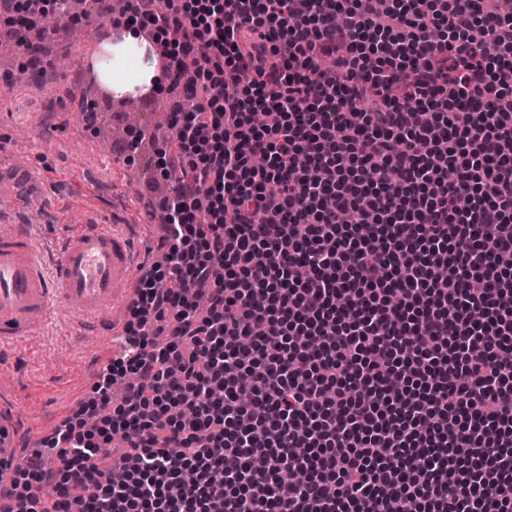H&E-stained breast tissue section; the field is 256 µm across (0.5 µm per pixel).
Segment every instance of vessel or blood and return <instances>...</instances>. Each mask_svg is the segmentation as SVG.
<instances>
[{
	"mask_svg": "<svg viewBox=\"0 0 512 512\" xmlns=\"http://www.w3.org/2000/svg\"><path fill=\"white\" fill-rule=\"evenodd\" d=\"M136 251L121 225L98 223L86 215L58 244L53 263L38 252L29 225L0 223V359L22 344H34L46 332L57 307L79 302L83 318L79 339L100 337L117 325V315L137 291ZM14 403L0 397V502L10 503L11 481L23 447L36 448L52 428H32L19 443Z\"/></svg>",
	"mask_w": 512,
	"mask_h": 512,
	"instance_id": "1",
	"label": "vessel or blood"
}]
</instances>
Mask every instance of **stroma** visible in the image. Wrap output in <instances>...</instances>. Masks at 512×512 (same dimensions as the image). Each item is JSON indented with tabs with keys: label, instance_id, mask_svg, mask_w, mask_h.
<instances>
[{
	"label": "stroma",
	"instance_id": "1",
	"mask_svg": "<svg viewBox=\"0 0 512 512\" xmlns=\"http://www.w3.org/2000/svg\"><path fill=\"white\" fill-rule=\"evenodd\" d=\"M44 26L52 40L50 88L39 87L24 58L0 55V185H10L20 174L34 195L57 200L58 210L29 211L28 221L44 252H52L67 223L93 212L103 223L130 225L144 263L158 261L160 232L140 218L144 210L156 209L173 184L162 181L156 190L134 181L135 167L154 164L156 153L137 155L131 164L116 159L102 132L125 127L126 114L111 94L93 99L103 125H87L84 111L72 108V99L91 87L92 63L81 57L63 21L48 18ZM77 330L76 320L64 317L35 347L11 356L14 375L1 380L0 389L16 394L22 422L50 420L58 411L71 414L89 396L102 365L111 360V337L94 338L81 347L73 343Z\"/></svg>",
	"mask_w": 512,
	"mask_h": 512
}]
</instances>
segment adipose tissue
I'll return each mask as SVG.
<instances>
[{
  "label": "adipose tissue",
  "mask_w": 512,
  "mask_h": 512,
  "mask_svg": "<svg viewBox=\"0 0 512 512\" xmlns=\"http://www.w3.org/2000/svg\"><path fill=\"white\" fill-rule=\"evenodd\" d=\"M146 42L131 30L121 32L117 39L102 44L93 59L94 70L101 84L120 93H145L158 72L155 63L131 66V56L142 55Z\"/></svg>",
  "instance_id": "adipose-tissue-1"
}]
</instances>
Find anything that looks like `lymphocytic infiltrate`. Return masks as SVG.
<instances>
[{
  "mask_svg": "<svg viewBox=\"0 0 512 512\" xmlns=\"http://www.w3.org/2000/svg\"><path fill=\"white\" fill-rule=\"evenodd\" d=\"M33 4L0 0L27 55ZM112 24L196 64L164 259L0 512H512V0Z\"/></svg>",
  "mask_w": 512,
  "mask_h": 512,
  "instance_id": "1",
  "label": "lymphocytic infiltrate"
}]
</instances>
